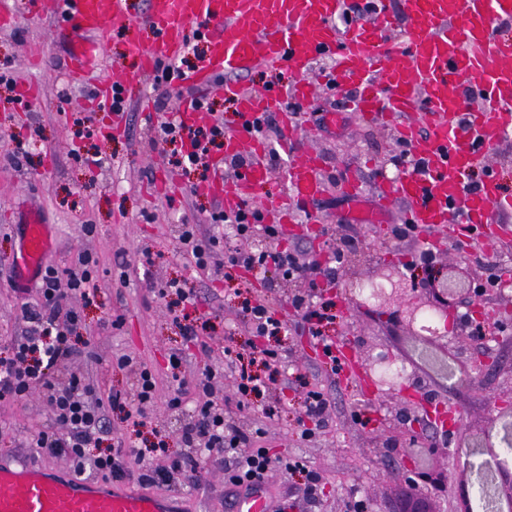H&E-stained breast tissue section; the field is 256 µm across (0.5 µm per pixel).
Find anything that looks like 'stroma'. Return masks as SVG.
Instances as JSON below:
<instances>
[{
  "label": "stroma",
  "mask_w": 512,
  "mask_h": 512,
  "mask_svg": "<svg viewBox=\"0 0 512 512\" xmlns=\"http://www.w3.org/2000/svg\"><path fill=\"white\" fill-rule=\"evenodd\" d=\"M14 8L18 16L15 27L0 29V69L12 70L19 85L39 86L42 94L24 106L11 101L9 91L0 86V348L23 336L22 304L33 305L40 299L37 286L16 285L17 224L21 209L28 207L39 211L53 226L47 266H69L81 250L91 252L98 261V295L94 303L80 309L94 355L68 363V372L127 394L133 378L113 368L111 361L122 354L136 357L156 377L152 425L137 431L111 412L107 415L111 437L129 442L138 435L149 438L151 429H159L169 434L168 455L174 459L184 452L178 436L183 424L191 421L194 404L186 402L178 414L167 410L166 401L174 386L170 357H180V376L189 381L205 366H224L226 337H233L238 344L249 340L248 335L237 331L241 297L272 298L288 321V334L282 338L280 350L296 373L305 375L310 383L323 385L332 408L325 427L309 440L300 437L302 390L285 378L271 383L266 394L267 399L284 403L276 421H267L255 407L231 409L232 421L242 430H261L258 445L299 459L323 477L317 507H310L298 495L293 480L279 472L268 480L269 496L284 512H351V504L358 501L363 503L364 512H394L398 500L409 491L403 481L409 458L403 451L384 452L380 443L396 416L379 407L367 381L354 378L349 368L331 372L307 323L292 305L302 283L280 281L271 286L256 274L250 276V285L245 288L240 280H225L220 273L198 276L182 258L178 242L182 222L209 230V215L222 203L194 193L192 178L174 164L171 154L151 144L153 126L181 106L176 91H169L164 109H157L149 78L140 76L136 60L127 55L124 34L114 31L100 38L105 53L102 72L90 74L85 83L72 82L65 67L69 32L56 31L55 16L33 12L27 0H15ZM332 66L328 58L312 63L304 78L314 93L293 115L304 132V144L314 147L323 159L325 193L309 205L294 208L292 216L298 223L318 226L319 231L309 236L284 234L278 243L324 258L328 255L326 236L356 239L357 251L366 254L368 260L359 265L337 264L336 287L329 294L336 304V322L329 327V336L336 341L347 336L357 345L379 344L393 362L407 368L406 384L411 394L450 405L469 429H484L486 437L502 444L506 422L498 414L504 380L512 373V319H503L497 294L484 297L488 318L482 339L465 340L464 346L475 356L493 350L498 366L478 373L474 382L453 388L442 386L415 366L385 315L346 299L349 284L366 278L372 260L388 255L398 262L417 254L424 248L427 234L419 230L403 239L394 235V228L406 222L407 205L399 199L384 205L380 198L402 173L395 164L401 150L397 133L382 123L364 122L345 107L343 100L349 88L331 90L325 84L324 72ZM103 77L139 81L138 98L127 101L119 117L95 104L93 92ZM328 112L338 113L339 119L336 126L324 129L318 118ZM77 114L89 117L92 138L77 135L73 126ZM272 120L266 143L277 153L278 164L269 182L256 192L257 203L266 207L285 203L288 190L283 172L291 157L284 148L288 130L280 114H273ZM14 133L31 139L28 157L17 161L8 157ZM346 180L359 182L358 198L344 193L342 183ZM374 211L380 214L378 222H365V214ZM324 227L329 230L325 236L320 233ZM145 250L150 253L146 263L140 260ZM435 259L440 264L453 260L471 265L483 282L508 281L507 292L512 295V236L502 239L493 250L473 230L454 239L443 237L435 244ZM174 278L185 280L196 295L188 313L191 321L204 325L211 354L201 353L183 336L173 313L158 296L159 288ZM52 419V410L41 395L0 401V460L19 458L46 467L70 468L67 457L45 456L31 446L32 434ZM416 436L419 446L433 451V471L445 476V488L434 498L435 512H455L462 467L481 459V452L469 447L468 437L440 428L426 426ZM148 491L157 496L181 495L183 512H226L228 488L223 471L218 469L212 470L197 489L185 486L177 474L170 483L149 486Z\"/></svg>",
  "instance_id": "1"
}]
</instances>
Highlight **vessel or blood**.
Returning <instances> with one entry per match:
<instances>
[{
    "label": "vessel or blood",
    "mask_w": 512,
    "mask_h": 512,
    "mask_svg": "<svg viewBox=\"0 0 512 512\" xmlns=\"http://www.w3.org/2000/svg\"><path fill=\"white\" fill-rule=\"evenodd\" d=\"M353 0H148L141 19H132L127 0H60V26L78 33L67 58L72 79L82 81L102 63L97 36L111 28L128 31L126 51L143 74H154L162 60H176L198 27H205L209 51L186 82L204 92L213 78L228 75L225 97L235 102L237 131L224 142L225 157L249 155L251 162L234 180L215 177L206 192L238 208L270 172L262 163V140L247 127L263 115L280 111L281 91L247 90L232 82L235 74L269 65L299 75L291 92L312 93L302 80L310 64L332 57L336 82L355 89L352 108L369 121L396 123L423 170L402 176L391 191L408 205L409 221L419 228L460 234L476 225L495 243L512 228L499 216L512 211L494 172L477 189L465 176L483 165L488 153L512 132V34L494 30L512 19V0H402L393 16L388 0H369L365 20L339 28L337 20ZM408 28L402 44L387 33L398 18ZM154 32L151 42L134 36L136 25ZM481 92L474 104L467 88ZM425 113V121L414 113ZM320 155L302 148L285 173L291 202L307 204L321 196ZM50 250V235L38 212L22 226L17 260L20 279L36 276ZM0 512H175L170 500L140 491L115 489L92 479H73L38 465L0 461ZM234 512H273L265 489L243 496Z\"/></svg>",
    "instance_id": "b4317fda"
}]
</instances>
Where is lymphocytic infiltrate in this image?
<instances>
[{"label": "lymphocytic infiltrate", "instance_id": "1", "mask_svg": "<svg viewBox=\"0 0 512 512\" xmlns=\"http://www.w3.org/2000/svg\"><path fill=\"white\" fill-rule=\"evenodd\" d=\"M223 137V122L194 129L174 118L155 127L151 143L156 147H175L177 165L189 174L209 168L210 149ZM210 221L231 226L235 243L225 242L219 234H200L196 225L183 224L180 253L187 264L202 276L228 268L309 281V292L295 296L293 305L312 323L313 335L323 340L325 356H332L333 346L323 336L325 328L336 319L334 304L329 300L318 301L317 296L320 283H334V271L318 260H300L298 252L292 249L239 247V240L259 232L269 240L278 236L275 225L265 223L262 209L252 203H244L233 212L214 211ZM94 266L92 256L81 251L64 271L47 268L40 306L22 310L27 324L24 336L11 343L6 355H0V400L22 399L37 390L53 411L52 424L37 432L34 448L44 454L68 457L75 473L80 475L91 471L106 480L133 479L149 485L167 483L176 472L187 485L197 487L213 466L223 469L225 482L234 491L247 493L263 486L272 470L298 472L306 478L307 500L317 504L321 482L318 472L256 446L253 434L236 427L224 415L230 400L238 408H250L252 399L260 396L281 373L284 361L275 344L286 334L287 325L278 316L273 301L267 298L244 301L241 307L242 329L257 337L258 345L246 354L230 344L224 348V358L233 369L232 397L219 395L217 384L224 372L211 366L205 367L194 382L179 380L169 397L167 408L174 413L182 410L186 396H193L196 403L193 419L180 430V442L187 449L185 455L172 459L169 468L153 467L152 459L167 456L169 449L168 435L159 430L154 431L153 442L143 447H103V436L109 428L106 409L119 410L124 421L132 425L146 426L156 400V384L152 372L127 354L116 357L114 365L133 375L132 396L119 392L99 394L93 385L74 374L67 381H60L65 364L90 353V342L83 337L85 324L69 300L74 296L86 302L95 298Z\"/></svg>", "mask_w": 512, "mask_h": 512}]
</instances>
